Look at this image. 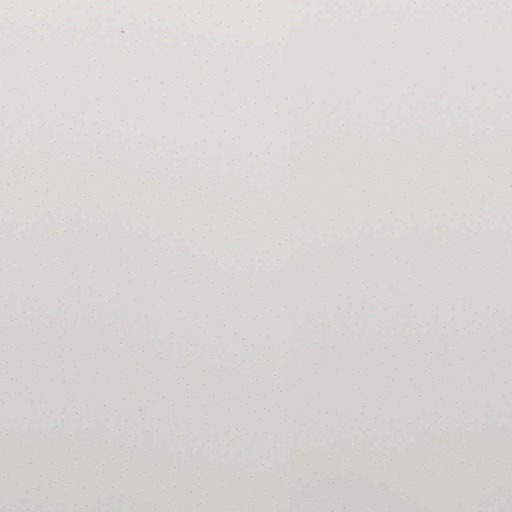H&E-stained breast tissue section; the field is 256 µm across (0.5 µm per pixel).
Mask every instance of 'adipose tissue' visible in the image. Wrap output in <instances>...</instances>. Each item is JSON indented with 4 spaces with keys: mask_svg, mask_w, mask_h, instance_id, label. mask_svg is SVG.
I'll return each instance as SVG.
<instances>
[{
    "mask_svg": "<svg viewBox=\"0 0 512 512\" xmlns=\"http://www.w3.org/2000/svg\"><path fill=\"white\" fill-rule=\"evenodd\" d=\"M265 28L275 50L225 63ZM507 28L512 0H0V59L45 88L28 111L0 89V325L53 339L0 342V385L28 378L0 396V507L84 502L75 469L191 512H409L411 485L445 512H486L482 485L511 499L512 429L485 425L512 410V74L487 81ZM131 45L149 67L61 111L67 53L97 70ZM162 82L197 109L128 111ZM88 321L105 345L72 353ZM188 448L224 449V474Z\"/></svg>",
    "mask_w": 512,
    "mask_h": 512,
    "instance_id": "adipose-tissue-1",
    "label": "adipose tissue"
}]
</instances>
